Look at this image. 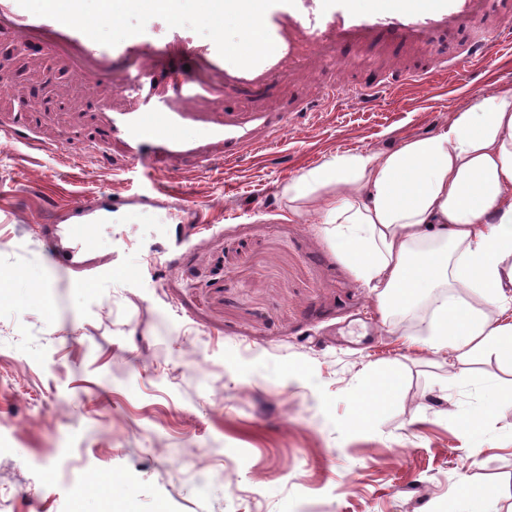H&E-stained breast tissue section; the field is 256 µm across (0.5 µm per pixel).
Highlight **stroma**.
I'll return each mask as SVG.
<instances>
[{"label":"stroma","mask_w":512,"mask_h":512,"mask_svg":"<svg viewBox=\"0 0 512 512\" xmlns=\"http://www.w3.org/2000/svg\"><path fill=\"white\" fill-rule=\"evenodd\" d=\"M24 79L73 101L12 47ZM512 89V48L387 95L310 113L273 146L203 174L148 162L76 167L0 136V512H455L462 483L512 512V365L490 355L434 402L449 359L425 346L426 314L390 325L319 216L288 217L282 189L332 156L386 153L453 112ZM173 187L204 224H99L80 265L53 260L44 197ZM392 367L382 403L366 391ZM366 423L355 424L360 413ZM472 431H463L461 419Z\"/></svg>","instance_id":"obj_1"}]
</instances>
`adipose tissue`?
<instances>
[{"mask_svg":"<svg viewBox=\"0 0 512 512\" xmlns=\"http://www.w3.org/2000/svg\"><path fill=\"white\" fill-rule=\"evenodd\" d=\"M282 195L289 214L320 217L382 317L428 292L432 353L512 363V94L390 152L333 156Z\"/></svg>","mask_w":512,"mask_h":512,"instance_id":"ef3b65f1","label":"adipose tissue"}]
</instances>
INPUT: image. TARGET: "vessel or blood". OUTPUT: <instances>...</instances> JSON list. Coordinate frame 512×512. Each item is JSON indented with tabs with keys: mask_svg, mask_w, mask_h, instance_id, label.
I'll use <instances>...</instances> for the list:
<instances>
[{
	"mask_svg": "<svg viewBox=\"0 0 512 512\" xmlns=\"http://www.w3.org/2000/svg\"><path fill=\"white\" fill-rule=\"evenodd\" d=\"M102 7L103 0H0V39L32 47L48 55L51 69L130 103L98 113L91 137L78 144L39 136L35 113L0 116L13 143L120 171L147 158L158 173H205L215 161L267 149L336 100L372 107L386 91L448 74L449 43L460 42L456 63L465 66L512 42V0H195L190 12L183 0H112L124 32L109 41L88 25ZM203 25L213 36L199 37ZM383 56L394 63L377 77L341 79V71ZM405 56L428 66L399 65ZM233 99L251 102L253 111H220ZM151 203L103 191L48 206L40 222L71 259L76 225L131 221ZM168 217L200 224L204 207L177 194Z\"/></svg>",
	"mask_w": 512,
	"mask_h": 512,
	"instance_id": "obj_1",
	"label": "vessel or blood"
}]
</instances>
